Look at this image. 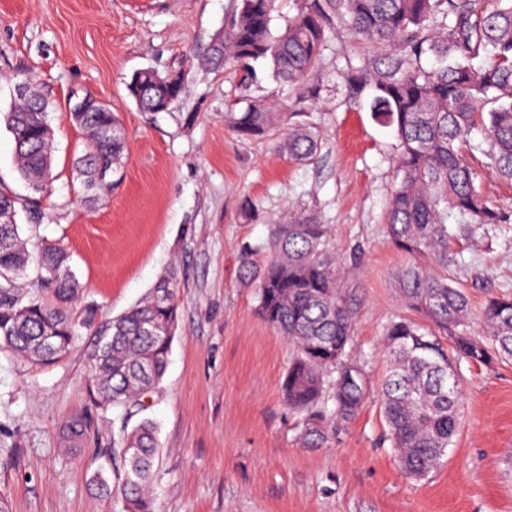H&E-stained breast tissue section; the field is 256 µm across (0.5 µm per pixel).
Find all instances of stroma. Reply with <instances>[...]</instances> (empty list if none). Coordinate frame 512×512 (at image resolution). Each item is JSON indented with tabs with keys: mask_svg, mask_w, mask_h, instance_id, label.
<instances>
[{
	"mask_svg": "<svg viewBox=\"0 0 512 512\" xmlns=\"http://www.w3.org/2000/svg\"><path fill=\"white\" fill-rule=\"evenodd\" d=\"M240 0H0V191L26 202L31 191L14 164V141L1 115L16 81L33 79L49 101L53 174L42 224L18 215L31 253L56 241L71 255L79 298L115 317L175 271L180 310L169 362L144 410L122 415L89 402L84 343L57 363L35 364L0 348V499L8 512H124L99 489V455L121 426L157 425L158 512H512V359L461 362L463 410L440 465L416 480L401 471L386 439L380 384L387 368L384 329L417 319L395 283L409 262L385 233L398 182L397 140L377 123L366 99L351 97L347 65L373 58L333 21L317 68L319 103L304 121L320 132L314 160L275 152V135L242 139L228 112L262 101L297 108L267 63L244 87L232 71L215 72L202 53L236 13ZM182 75V99L165 112H143L129 91L142 70ZM93 97L117 112L129 156L111 188L90 196L74 167L85 138L71 120ZM471 163L477 187L512 212V181L481 153ZM330 225L342 258L340 285L353 313V357L366 362L368 397L358 415L328 424L318 447L304 439L305 415L283 399L293 348L258 311V295L239 271V255L266 242L288 210ZM448 250L447 275L480 313L494 295L512 294V224L462 231ZM90 415L86 442L60 445L62 425Z\"/></svg>",
	"mask_w": 512,
	"mask_h": 512,
	"instance_id": "1",
	"label": "stroma"
}]
</instances>
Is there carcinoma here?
I'll use <instances>...</instances> for the list:
<instances>
[{
	"mask_svg": "<svg viewBox=\"0 0 512 512\" xmlns=\"http://www.w3.org/2000/svg\"><path fill=\"white\" fill-rule=\"evenodd\" d=\"M276 0H240L205 63L230 68L239 83L254 79L253 63H269L272 76L298 89L297 99L313 106L320 87L305 82L320 60L331 18L342 20L354 41L385 53L383 62L350 68L342 79L356 97L369 93V109L399 141L400 181L386 216V231L401 250L416 257L396 275V286L416 311L450 333L455 351L472 363L512 358V295L493 296L480 321L489 341L468 335L471 323L465 293L448 276L421 263L448 266L454 236L448 215L471 221L475 232L508 224L512 215L492 207L475 186L468 155L482 153L495 172L512 179V3L490 13L475 0H300L285 25L272 27ZM434 61L432 68L423 58ZM4 121L12 134L15 166L36 194L52 179L53 138L48 102L29 83ZM129 91L144 112H162L186 93L181 75L162 77L144 70ZM282 114L264 103L224 113V123L242 137L269 133ZM85 131L87 148L76 162L86 189L98 191L117 171L127 152L125 129L113 112H85L74 119ZM481 141L472 142V135ZM319 134L304 122L288 124L276 147L294 160L310 161ZM17 200L0 192V346L33 362L59 361L89 332L88 394L102 410L143 406V398L165 374L179 319L176 273L162 278L148 296L119 316L103 318L93 304L76 321L67 308L77 298L70 256L58 244L43 245L36 259V288L20 279L31 256L16 222ZM255 260L247 248L239 257L243 277L257 284L261 317L293 346L284 381L288 405L308 413L305 433L319 442L330 417L348 420L361 408L366 388L363 365L350 357L353 316L339 289V258L330 248V226L306 212H288L271 225ZM388 371L381 408L399 465L422 478L447 454L456 436L462 400L452 359L437 339L412 322L386 327ZM334 408L328 409V402ZM89 431L76 416L62 430V443L75 450ZM123 477L120 493L126 512H154L146 489L154 475L158 445L153 424L144 420L118 438Z\"/></svg>",
	"mask_w": 512,
	"mask_h": 512,
	"instance_id": "obj_1",
	"label": "carcinoma"
}]
</instances>
